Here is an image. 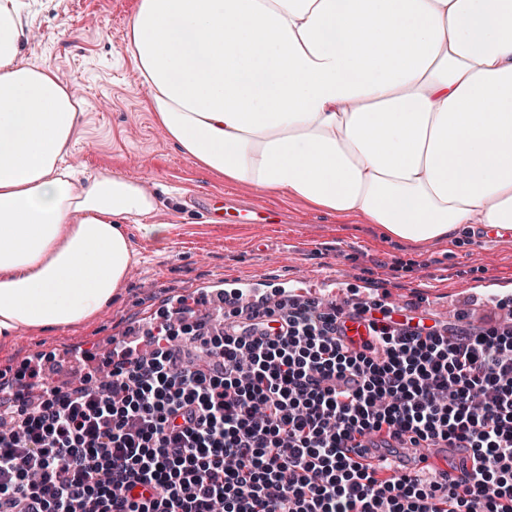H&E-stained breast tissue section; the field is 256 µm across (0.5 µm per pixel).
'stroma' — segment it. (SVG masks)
I'll return each instance as SVG.
<instances>
[{"label": "stroma", "mask_w": 512, "mask_h": 512, "mask_svg": "<svg viewBox=\"0 0 512 512\" xmlns=\"http://www.w3.org/2000/svg\"><path fill=\"white\" fill-rule=\"evenodd\" d=\"M137 0H20L28 37L19 62H39L76 84L86 102L67 165L140 180L160 206L153 223L168 225L165 240L144 237L128 222L135 262L112 303L87 324L67 329H20L0 343V380L17 382L28 364L62 359L128 335L140 319L156 321L172 303L195 301L228 282L341 293L346 304L393 289L395 309L427 310L473 325L490 322L481 298L489 291L512 303V232L492 239L476 231L459 249L383 242L367 219L346 224L300 199H284L201 171L157 124L149 90L126 50ZM233 196L285 214L283 224H224L201 198Z\"/></svg>", "instance_id": "1"}]
</instances>
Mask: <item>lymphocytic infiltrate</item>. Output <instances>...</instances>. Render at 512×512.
<instances>
[{
    "mask_svg": "<svg viewBox=\"0 0 512 512\" xmlns=\"http://www.w3.org/2000/svg\"><path fill=\"white\" fill-rule=\"evenodd\" d=\"M363 313L352 349L321 303L216 332L179 307L78 386L29 368L38 402L0 412V512H512V325ZM381 430L461 441L474 466L380 478L351 442Z\"/></svg>",
    "mask_w": 512,
    "mask_h": 512,
    "instance_id": "f902f5d3",
    "label": "lymphocytic infiltrate"
}]
</instances>
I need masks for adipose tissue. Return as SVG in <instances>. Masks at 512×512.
I'll return each instance as SVG.
<instances>
[{
    "label": "adipose tissue",
    "instance_id": "obj_1",
    "mask_svg": "<svg viewBox=\"0 0 512 512\" xmlns=\"http://www.w3.org/2000/svg\"><path fill=\"white\" fill-rule=\"evenodd\" d=\"M0 0V341L92 321L163 238L156 196L63 157L84 111L20 63ZM126 50L149 111L201 169L307 201L382 240L466 244L512 230V0H138Z\"/></svg>",
    "mask_w": 512,
    "mask_h": 512
}]
</instances>
